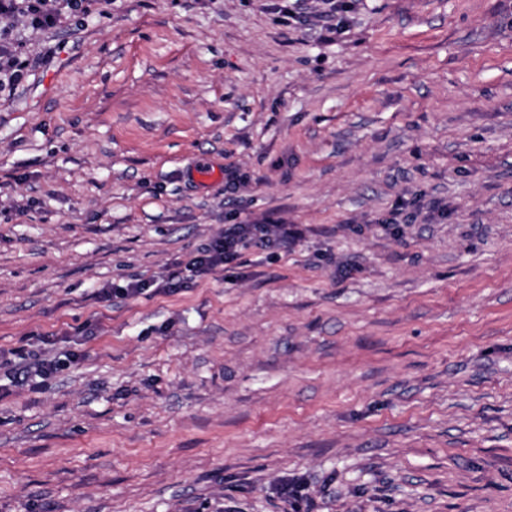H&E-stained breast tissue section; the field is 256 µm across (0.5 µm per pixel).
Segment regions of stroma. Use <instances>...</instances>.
I'll list each match as a JSON object with an SVG mask.
<instances>
[{"label":"stroma","instance_id":"stroma-1","mask_svg":"<svg viewBox=\"0 0 512 512\" xmlns=\"http://www.w3.org/2000/svg\"><path fill=\"white\" fill-rule=\"evenodd\" d=\"M276 3L12 20L0 350L58 367L0 365V512H512V0ZM254 220L302 235L95 296ZM54 361L52 359H39L31 365L25 366L15 372L14 377L19 375V380L36 390L42 386L45 376L53 369Z\"/></svg>","mask_w":512,"mask_h":512}]
</instances>
